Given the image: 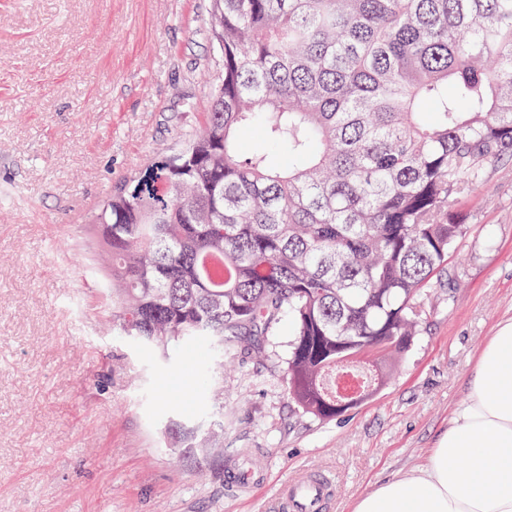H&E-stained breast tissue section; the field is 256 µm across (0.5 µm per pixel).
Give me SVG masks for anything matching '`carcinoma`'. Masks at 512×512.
<instances>
[{
  "label": "carcinoma",
  "mask_w": 512,
  "mask_h": 512,
  "mask_svg": "<svg viewBox=\"0 0 512 512\" xmlns=\"http://www.w3.org/2000/svg\"><path fill=\"white\" fill-rule=\"evenodd\" d=\"M208 30L201 125L87 217L99 298L161 353L288 318V393L331 420L371 396L337 376L375 356L385 379L418 335L451 200L512 160V0H212Z\"/></svg>",
  "instance_id": "1"
}]
</instances>
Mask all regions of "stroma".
<instances>
[{
    "instance_id": "35a3bbf8",
    "label": "stroma",
    "mask_w": 512,
    "mask_h": 512,
    "mask_svg": "<svg viewBox=\"0 0 512 512\" xmlns=\"http://www.w3.org/2000/svg\"><path fill=\"white\" fill-rule=\"evenodd\" d=\"M211 0H0V512H274L302 469L332 512L423 463L475 362L512 319V162L452 212L467 228L386 382L332 420L288 395L290 332L203 376L110 336L87 283L84 218L182 144L221 72ZM208 433L203 452L184 428ZM265 472L232 488L233 466Z\"/></svg>"
}]
</instances>
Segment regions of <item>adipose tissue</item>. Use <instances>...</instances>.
<instances>
[{"label":"adipose tissue","instance_id":"1","mask_svg":"<svg viewBox=\"0 0 512 512\" xmlns=\"http://www.w3.org/2000/svg\"><path fill=\"white\" fill-rule=\"evenodd\" d=\"M353 512H512V321L489 339L426 464L361 493Z\"/></svg>","mask_w":512,"mask_h":512}]
</instances>
